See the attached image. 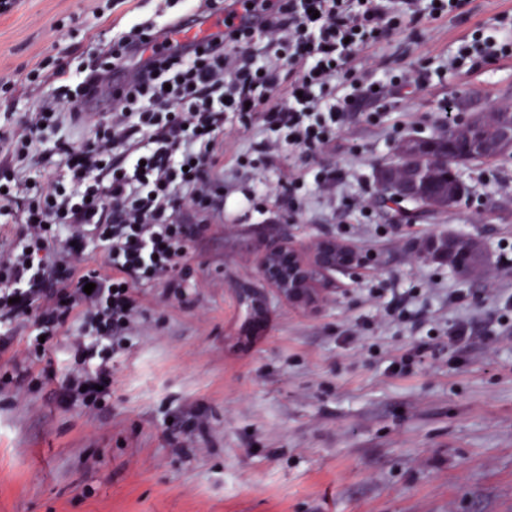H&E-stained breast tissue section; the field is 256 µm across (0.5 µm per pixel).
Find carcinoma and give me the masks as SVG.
Listing matches in <instances>:
<instances>
[{
	"instance_id": "carcinoma-1",
	"label": "carcinoma",
	"mask_w": 512,
	"mask_h": 512,
	"mask_svg": "<svg viewBox=\"0 0 512 512\" xmlns=\"http://www.w3.org/2000/svg\"><path fill=\"white\" fill-rule=\"evenodd\" d=\"M502 117L507 118L508 123H512V112H502L491 121L482 120L483 137L496 138L501 135ZM457 139L461 140V143L455 145V148L465 150L476 161L489 160L482 152L481 142L469 137V129H459ZM396 156L418 157L417 166L410 173L414 191L405 198V201L432 211L444 210L461 203L464 187L457 179L451 164L447 163L448 143L437 142L428 148L421 140H408L398 146ZM472 247L471 238L438 237L429 241L428 251L433 257L443 261L448 260V256L451 255L468 258L477 264L480 255L472 252Z\"/></svg>"
}]
</instances>
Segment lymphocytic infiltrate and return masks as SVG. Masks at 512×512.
Returning <instances> with one entry per match:
<instances>
[{
	"instance_id": "f902f5d3",
	"label": "lymphocytic infiltrate",
	"mask_w": 512,
	"mask_h": 512,
	"mask_svg": "<svg viewBox=\"0 0 512 512\" xmlns=\"http://www.w3.org/2000/svg\"><path fill=\"white\" fill-rule=\"evenodd\" d=\"M250 2L260 26H225L200 49L153 55L123 85L105 83L155 36L153 27L131 26L99 50L97 66L77 86L57 69L56 99L29 112L21 129L0 132L15 174L0 181V213H18L24 226L10 258L0 262V347H9L13 324L33 312L29 355L75 326L70 349L78 367L61 385L71 399L104 401L112 355L142 308L140 288L161 284L184 299L190 251L221 208L224 185L213 171L226 126H260L262 154L324 150L350 112L409 87L397 79L358 82L360 53L408 26L464 14L470 0ZM284 66L296 79L278 95ZM94 85L109 102L106 111L89 109ZM62 122L86 131L87 142L78 149L58 142L59 163L45 170V188L30 195L24 174L43 161L34 147L44 126ZM190 215L197 223H187ZM91 238L104 246L111 274L71 264Z\"/></svg>"
}]
</instances>
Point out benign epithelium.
<instances>
[{
    "label": "benign epithelium",
    "mask_w": 512,
    "mask_h": 512,
    "mask_svg": "<svg viewBox=\"0 0 512 512\" xmlns=\"http://www.w3.org/2000/svg\"><path fill=\"white\" fill-rule=\"evenodd\" d=\"M482 149L489 156L512 149V132L504 139L486 140ZM406 167L403 159L383 164L377 169V178L381 185L408 195L412 193V184L405 179ZM358 262L357 250L334 238L320 239L309 249L291 239L270 241L264 245L259 260L260 276L270 286V292L244 286L239 294L258 308L272 296L312 308L326 296L329 286L336 282V275L348 272Z\"/></svg>",
    "instance_id": "benign-epithelium-1"
}]
</instances>
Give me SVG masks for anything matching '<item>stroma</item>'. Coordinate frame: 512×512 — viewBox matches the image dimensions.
<instances>
[{"label":"stroma","mask_w":512,"mask_h":512,"mask_svg":"<svg viewBox=\"0 0 512 512\" xmlns=\"http://www.w3.org/2000/svg\"><path fill=\"white\" fill-rule=\"evenodd\" d=\"M207 12L188 0H15L0 12V74L14 77L0 87V125L51 95L60 65L82 79L133 23ZM504 12L512 0H470L463 15L382 40L359 77L406 75L412 93L352 113L314 157L255 165L259 128L226 137L217 169L231 196L292 168L344 178L296 211L274 197L264 213L214 218L190 254L185 301L142 289L102 406L62 395L65 347L28 361L22 384L0 389V512H512V340L490 322L489 292L512 290V156L463 167L462 203L424 217L385 204L375 176L400 142L512 107V57L457 59ZM281 234L306 248L333 237L364 261L317 308L274 298L258 311L236 290L261 287L262 246ZM437 234L482 244L470 277L426 255ZM373 289L410 297L416 317L388 316ZM458 292L465 302L450 303ZM459 319L471 334L453 344L442 331Z\"/></svg>","instance_id":"35a3bbf8"}]
</instances>
